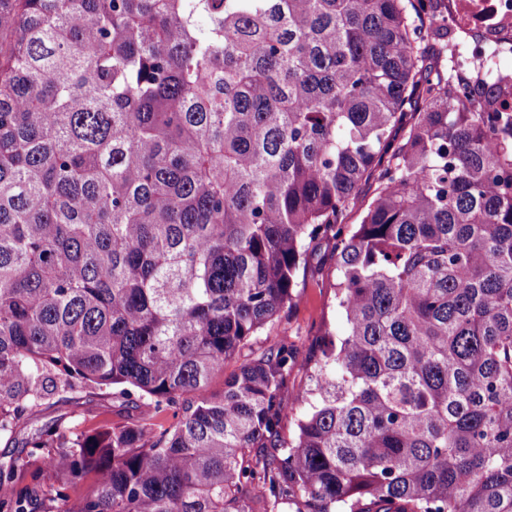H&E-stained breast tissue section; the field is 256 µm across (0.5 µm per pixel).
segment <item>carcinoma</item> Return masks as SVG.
I'll list each match as a JSON object with an SVG mask.
<instances>
[{
  "label": "carcinoma",
  "mask_w": 512,
  "mask_h": 512,
  "mask_svg": "<svg viewBox=\"0 0 512 512\" xmlns=\"http://www.w3.org/2000/svg\"><path fill=\"white\" fill-rule=\"evenodd\" d=\"M435 2L0 0V436L74 379L177 418L29 439L0 512H512V112ZM326 256L286 438L287 345L211 381Z\"/></svg>",
  "instance_id": "carcinoma-1"
}]
</instances>
